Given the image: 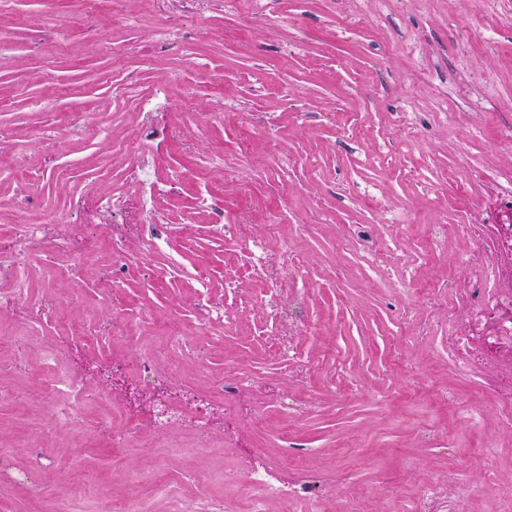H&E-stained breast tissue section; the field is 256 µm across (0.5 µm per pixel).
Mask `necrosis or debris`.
<instances>
[{
  "label": "necrosis or debris",
  "mask_w": 512,
  "mask_h": 512,
  "mask_svg": "<svg viewBox=\"0 0 512 512\" xmlns=\"http://www.w3.org/2000/svg\"><path fill=\"white\" fill-rule=\"evenodd\" d=\"M443 237H453L469 246L467 262L471 274L466 287L458 289L454 302L443 301L437 290L423 289L432 311L448 315V352L462 378L478 376L479 386L499 420L512 424V182L494 186V205L478 224L445 226ZM48 239L52 256L68 262L86 257L94 242L83 229L62 236L48 234L46 226L17 224L0 227V259L24 253L37 238ZM112 339L111 325L91 322L74 339H63L59 348L47 351L43 367L50 372L47 405L60 423L80 417L85 406L118 403L110 391L90 393L83 376L63 364L65 350H80L103 368L117 367V360L102 355ZM160 350L148 347L139 355L132 373L144 389L157 392L147 422L153 430L151 447L168 445L174 426L191 429L198 446H205L218 417L235 410L237 397L225 389L221 400L212 396L170 391V376L158 370ZM236 481L251 492L248 512H267L269 503L289 506L290 512H323L334 494L329 487L317 486L304 467L284 469L274 462H257L240 457ZM472 491L448 495L433 482L418 484L413 500L415 512H470Z\"/></svg>",
  "instance_id": "necrosis-or-debris-1"
}]
</instances>
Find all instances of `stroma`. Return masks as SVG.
Wrapping results in <instances>:
<instances>
[{"instance_id": "35a3bbf8", "label": "stroma", "mask_w": 512, "mask_h": 512, "mask_svg": "<svg viewBox=\"0 0 512 512\" xmlns=\"http://www.w3.org/2000/svg\"><path fill=\"white\" fill-rule=\"evenodd\" d=\"M136 89L157 91L163 110L137 105ZM503 122L512 0L494 14L486 0H121L93 16L79 0H0V226L100 229L80 264L48 265L43 248L14 260L34 317L0 311L14 345L0 352V446L12 452L0 512H100L128 497L168 512L134 475L159 470L193 499L216 494L208 475L233 469L229 448L145 447L149 431L132 421L144 392L91 367L89 386L127 397L112 423L132 442L113 447L93 409L56 425L43 350L122 312L135 322L114 355L131 364L178 336L182 387L249 382L215 435L237 433L253 459L303 460L314 480H333L337 512L350 500L404 512L411 481L464 487L484 470L495 480L471 508L499 512L512 425L457 375L447 321L428 322L409 286L465 284L457 245L427 242L473 223L487 182L512 177V151L495 137ZM132 138L137 160L123 150ZM141 160L148 199L127 181ZM80 195L111 200V212L72 211ZM149 234L162 241L152 252ZM116 241L114 299L97 273ZM208 299L223 303V321H205ZM272 336L286 355L271 354ZM459 401L474 421L453 412Z\"/></svg>"}]
</instances>
